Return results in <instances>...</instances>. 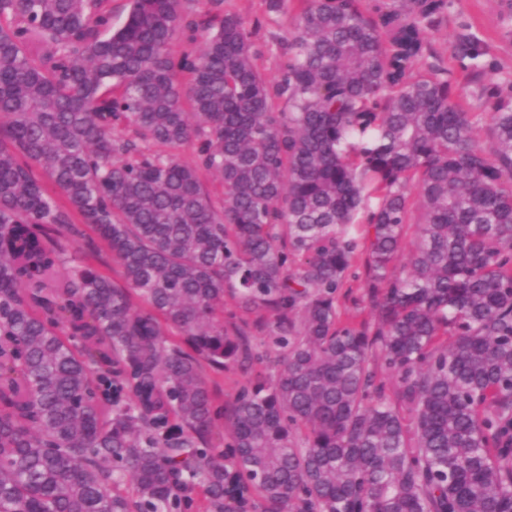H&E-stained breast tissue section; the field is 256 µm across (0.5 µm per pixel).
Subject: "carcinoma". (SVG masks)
<instances>
[{
  "label": "carcinoma",
  "mask_w": 512,
  "mask_h": 512,
  "mask_svg": "<svg viewBox=\"0 0 512 512\" xmlns=\"http://www.w3.org/2000/svg\"><path fill=\"white\" fill-rule=\"evenodd\" d=\"M290 3L271 83L233 14L176 61L180 0H0V512H512V73L467 26L456 93L448 0ZM268 363L215 406L205 369ZM365 255L360 251L352 262L347 274L344 288L337 298V309L342 322H373V313L365 298L363 263ZM261 321L263 323V331H256L254 323ZM274 322V317L266 312L246 311L239 307L236 301L231 296L224 298V324L236 323L239 325L246 324L252 330L254 348L262 352L264 347L262 345V337L266 330H268Z\"/></svg>",
  "instance_id": "obj_1"
}]
</instances>
